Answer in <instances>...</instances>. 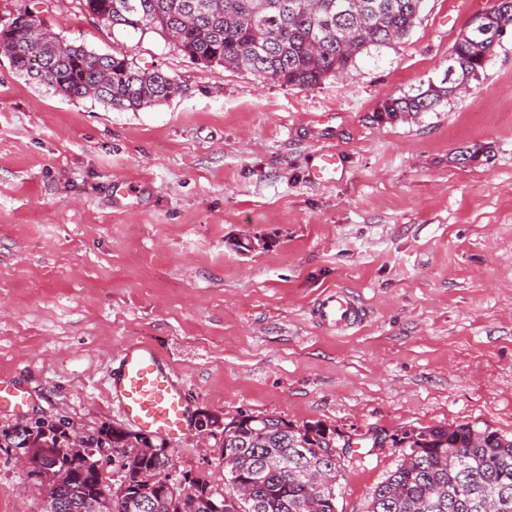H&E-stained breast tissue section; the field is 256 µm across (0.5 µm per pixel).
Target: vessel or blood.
Instances as JSON below:
<instances>
[{"label":"vessel or blood","instance_id":"vessel-or-blood-1","mask_svg":"<svg viewBox=\"0 0 512 512\" xmlns=\"http://www.w3.org/2000/svg\"><path fill=\"white\" fill-rule=\"evenodd\" d=\"M340 164L335 152L321 153L312 175L322 181L332 180ZM313 314L322 326L339 332L359 320L353 297L342 288L322 295ZM108 393L122 416L140 431L177 441L190 430L192 414L185 387L173 367L148 343H132L122 350L119 367L108 380ZM29 401L26 389L0 381V410L20 414Z\"/></svg>","mask_w":512,"mask_h":512}]
</instances>
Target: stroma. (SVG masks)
I'll use <instances>...</instances> for the list:
<instances>
[{
  "label": "stroma",
  "instance_id": "1",
  "mask_svg": "<svg viewBox=\"0 0 512 512\" xmlns=\"http://www.w3.org/2000/svg\"><path fill=\"white\" fill-rule=\"evenodd\" d=\"M493 0H428L410 35L307 89L191 60L149 32L111 30L76 0L36 7L64 42L125 54L180 90L136 112L68 100L0 55V381L20 417L125 426L107 379L146 341L193 413L322 422L352 436L338 512H368L400 463L373 433L477 422L512 435V29L469 92L380 120L389 96L440 81ZM342 159L333 181L312 169ZM133 195H113L115 184ZM252 238L258 248L241 250ZM331 288L363 309L339 333L311 309ZM178 473L228 490L217 441L170 446ZM0 449V512L46 489ZM341 164V158L334 151H326L319 155V163L315 166L312 176L322 181H330ZM30 395L26 389L17 384L0 381V410L21 414L29 406Z\"/></svg>",
  "mask_w": 512,
  "mask_h": 512
}]
</instances>
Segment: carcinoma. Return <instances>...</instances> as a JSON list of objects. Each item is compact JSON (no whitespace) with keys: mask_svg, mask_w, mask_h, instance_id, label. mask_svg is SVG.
Wrapping results in <instances>:
<instances>
[{"mask_svg":"<svg viewBox=\"0 0 512 512\" xmlns=\"http://www.w3.org/2000/svg\"><path fill=\"white\" fill-rule=\"evenodd\" d=\"M81 11L127 34L152 31L170 38L190 58L209 66L243 69L261 81L311 88L342 75L371 50L391 47L415 27L426 0H78ZM495 44L465 32L450 55L452 78L429 82L413 94L390 96L379 115L394 121L412 112H429L457 95L484 70ZM14 70L56 95L93 98L116 110L136 112L166 101L177 83L159 70L136 66L125 55H98L68 44L32 15L12 19L10 46ZM64 419L0 431V448H24L32 434L53 448L35 466L60 474L57 495L67 512H89L106 481L84 464L79 448H110L122 457L121 481L139 492L153 483L162 493L150 512H203L201 496H215L198 478L182 487L170 479L163 457L130 456L126 449L148 446L108 425L82 433L63 430ZM401 450V463L372 495L369 512H512V437L477 424L403 429L389 435ZM232 461L228 476L252 484L245 512H309L326 471L340 472L351 439L320 422L294 424L265 416L242 419L222 441Z\"/></svg>","mask_w":512,"mask_h":512,"instance_id":"cac0c4a2","label":"carcinoma"}]
</instances>
